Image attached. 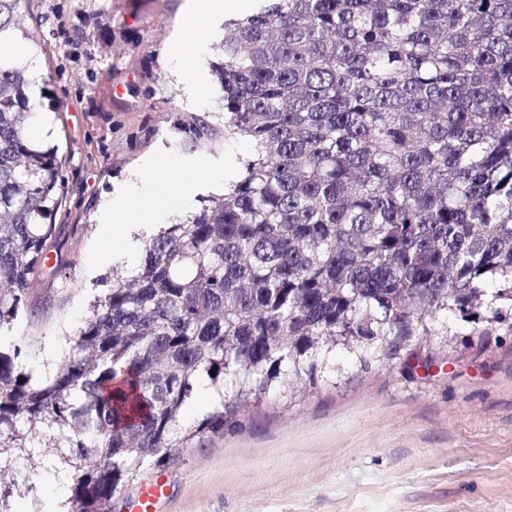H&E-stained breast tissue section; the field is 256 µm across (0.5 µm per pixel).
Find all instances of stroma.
I'll list each match as a JSON object with an SVG mask.
<instances>
[{
  "mask_svg": "<svg viewBox=\"0 0 512 512\" xmlns=\"http://www.w3.org/2000/svg\"><path fill=\"white\" fill-rule=\"evenodd\" d=\"M183 0H32L29 44L56 108L51 142L64 162L65 193L53 219L59 277L30 288L16 335L33 372L46 342L68 357L95 296L112 286V253L100 214L114 185L167 152L174 187L191 162H224L233 180L249 150L241 137L213 152L190 150L172 130L177 114L217 116L221 92L209 63L223 26L187 44L200 72L187 103L169 51ZM429 368L394 360L369 370L337 356L317 388L292 401L270 394L224 436L186 449L166 467L162 512H512V332L478 349L470 323ZM42 441L0 450V512H50L71 493L72 472L53 477Z\"/></svg>",
  "mask_w": 512,
  "mask_h": 512,
  "instance_id": "stroma-1",
  "label": "stroma"
}]
</instances>
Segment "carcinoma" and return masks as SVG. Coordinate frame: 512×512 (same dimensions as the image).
Listing matches in <instances>:
<instances>
[{
  "label": "carcinoma",
  "mask_w": 512,
  "mask_h": 512,
  "mask_svg": "<svg viewBox=\"0 0 512 512\" xmlns=\"http://www.w3.org/2000/svg\"><path fill=\"white\" fill-rule=\"evenodd\" d=\"M224 22L211 71L223 121L185 112L193 150L248 139L224 194L113 272L54 377L0 351V448L42 438L73 470L71 512H113L146 463L276 391L316 386L512 311V0H258ZM29 0H0V333L59 247L58 148L31 102ZM206 379L220 401L179 416Z\"/></svg>",
  "instance_id": "1"
}]
</instances>
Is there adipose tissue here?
<instances>
[{"instance_id": "ef3b65f1", "label": "adipose tissue", "mask_w": 512, "mask_h": 512, "mask_svg": "<svg viewBox=\"0 0 512 512\" xmlns=\"http://www.w3.org/2000/svg\"><path fill=\"white\" fill-rule=\"evenodd\" d=\"M164 169V162H155L152 171H135L115 188L111 202L102 212L104 225L121 227L124 234L125 247L113 253V261L129 262L155 233V226L149 222L148 202L171 190Z\"/></svg>"}]
</instances>
